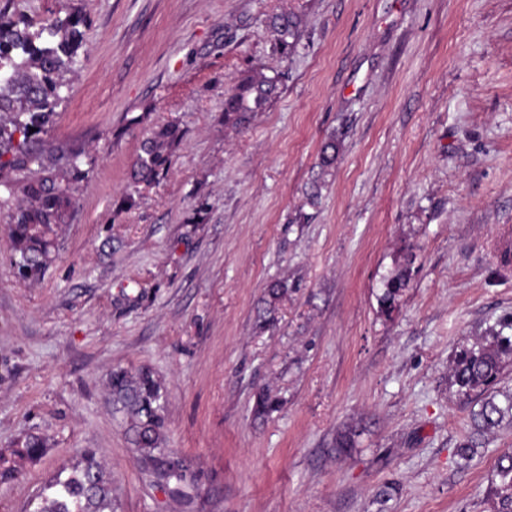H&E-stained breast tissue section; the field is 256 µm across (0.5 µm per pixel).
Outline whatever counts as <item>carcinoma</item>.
<instances>
[{"instance_id": "obj_1", "label": "carcinoma", "mask_w": 512, "mask_h": 512, "mask_svg": "<svg viewBox=\"0 0 512 512\" xmlns=\"http://www.w3.org/2000/svg\"><path fill=\"white\" fill-rule=\"evenodd\" d=\"M88 15L74 8L65 18L48 19L33 26L24 20L6 18L0 8V209L11 211L7 238L13 255L16 278L35 282L55 261L59 238L67 214L77 203L74 182L85 177L80 168L84 151L74 148L46 150L41 135L51 123L56 109L68 99L69 76L79 66L77 55L79 27ZM275 33L273 49L287 57L295 52L300 39L301 19L293 11H282L269 18ZM282 76L248 75L224 99V126L242 128L277 97ZM35 132H29V128ZM181 138L173 123L155 127L141 147L133 171L134 187L149 186L169 169L171 151ZM338 144L331 138L323 144L318 167L329 171L336 163ZM409 279L404 268L390 277L378 298L379 309L389 314ZM288 293V282L276 280L266 291V313ZM512 320L501 323L491 336L460 347L451 359L450 384L457 394L469 399L483 397L476 414L477 427L490 430L512 416V393L497 401L491 389L502 379L512 359ZM112 410L127 426L135 460L152 482L176 500L188 497L191 483L185 459L163 447L164 390L151 371L136 375L117 368L108 378ZM281 398L269 393L258 396L254 411L266 417L278 411ZM30 458L43 454L46 444L37 435L21 442ZM486 497L493 512H512V453L500 456L487 486ZM32 512H112V497L104 469L93 449L76 452V462L66 476L57 475L37 496Z\"/></svg>"}]
</instances>
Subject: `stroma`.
<instances>
[{"mask_svg":"<svg viewBox=\"0 0 512 512\" xmlns=\"http://www.w3.org/2000/svg\"><path fill=\"white\" fill-rule=\"evenodd\" d=\"M77 6L90 18L82 64L46 140L81 146L89 174L38 282L15 277L0 211V512H27L81 448L102 460L114 512H491L512 422L478 433L481 403L457 396L448 367L512 317V265L489 250L512 226V0H11L7 12ZM285 9L302 19L286 60L268 26ZM277 72L270 107L225 127L235 82ZM166 123L182 132L170 169L133 192L141 144ZM405 267L381 315L384 281ZM279 278L288 294L267 321ZM117 367L163 383L189 501L138 467L109 397ZM262 391L283 400L264 421ZM29 434L47 442L40 458L21 452ZM408 279L409 269L404 268L386 281L383 292L378 298L379 309L382 314L392 312L396 302L407 286Z\"/></svg>","mask_w":512,"mask_h":512,"instance_id":"35a3bbf8","label":"stroma"}]
</instances>
